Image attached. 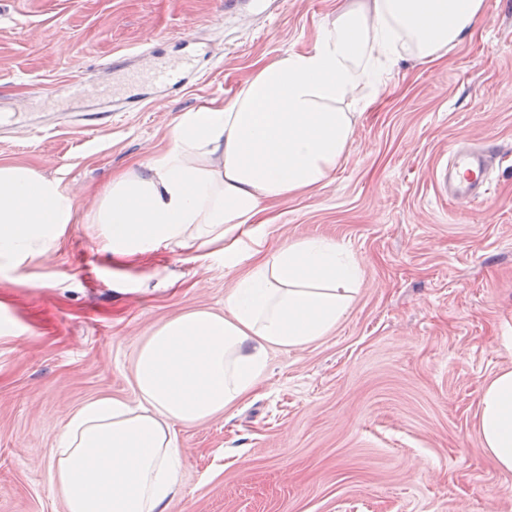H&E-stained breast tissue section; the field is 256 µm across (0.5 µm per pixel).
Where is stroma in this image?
Returning a JSON list of instances; mask_svg holds the SVG:
<instances>
[{
	"label": "stroma",
	"instance_id": "obj_1",
	"mask_svg": "<svg viewBox=\"0 0 512 512\" xmlns=\"http://www.w3.org/2000/svg\"><path fill=\"white\" fill-rule=\"evenodd\" d=\"M434 65L401 63L362 115L333 181L279 204L275 248L328 236L360 263L335 331L277 351L256 391L178 430L170 512H512V475L480 446V392L512 368V0ZM333 0H0V163L60 178L77 218L48 254L0 270V512H62L47 485L54 438L99 396L134 401L131 358L162 320L224 307L220 256L160 247L128 264L87 216L114 171L165 144L181 113L229 99L263 61L310 48ZM193 57L177 91L113 105L108 64ZM94 79L97 96L76 94ZM491 142L492 192L442 197L436 173Z\"/></svg>",
	"mask_w": 512,
	"mask_h": 512
}]
</instances>
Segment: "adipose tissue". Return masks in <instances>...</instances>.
Masks as SVG:
<instances>
[{
    "label": "adipose tissue",
    "mask_w": 512,
    "mask_h": 512,
    "mask_svg": "<svg viewBox=\"0 0 512 512\" xmlns=\"http://www.w3.org/2000/svg\"><path fill=\"white\" fill-rule=\"evenodd\" d=\"M485 17V0H343L313 47L267 61L230 99L182 114L168 145L113 177L89 220L104 248L132 260L165 246L250 262L224 307L187 310L138 346L135 403L109 397L74 408L48 472L65 512H169L183 469L177 426L209 421L263 378L274 349H303L348 314L358 262L336 241L269 250L271 203L328 182L359 117L400 62L445 58ZM76 219L57 179L0 164V268L45 255ZM478 434L512 473V368L479 400Z\"/></svg>",
    "instance_id": "ef3b65f1"
}]
</instances>
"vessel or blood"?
<instances>
[{"instance_id": "obj_1", "label": "vessel or blood", "mask_w": 512, "mask_h": 512, "mask_svg": "<svg viewBox=\"0 0 512 512\" xmlns=\"http://www.w3.org/2000/svg\"><path fill=\"white\" fill-rule=\"evenodd\" d=\"M192 66L188 57L162 60L151 67L140 70L126 63L113 65L116 77L112 83V92L123 95L133 87H165L179 89L183 74ZM499 151L495 145L480 149H461L454 153L449 170L440 171L439 185L448 188L451 196L463 203L490 193L488 172Z\"/></svg>"}]
</instances>
